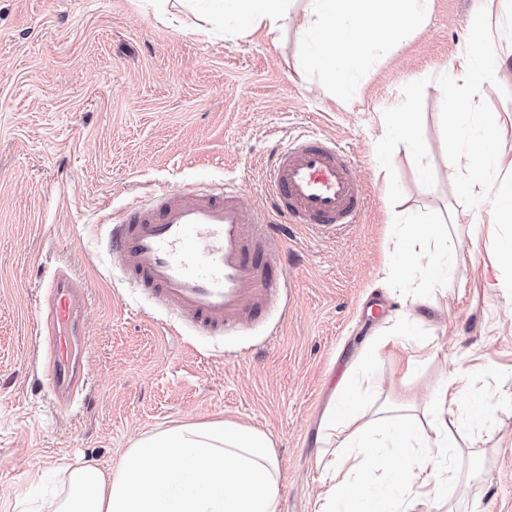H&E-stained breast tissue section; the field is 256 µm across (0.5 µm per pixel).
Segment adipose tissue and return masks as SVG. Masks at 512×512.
Listing matches in <instances>:
<instances>
[{
    "instance_id": "ef3b65f1",
    "label": "adipose tissue",
    "mask_w": 512,
    "mask_h": 512,
    "mask_svg": "<svg viewBox=\"0 0 512 512\" xmlns=\"http://www.w3.org/2000/svg\"><path fill=\"white\" fill-rule=\"evenodd\" d=\"M237 20L239 33L264 25L278 36L288 23V0H225ZM429 0H307L311 25L299 32L304 65L336 86L350 85L368 64L379 38L399 41L428 15ZM504 60L488 39L470 44L456 79L472 90L490 87ZM465 164L469 177L458 183L460 193L474 194L490 169L512 170V154L500 146L495 127H485L465 157H449V167ZM438 219L408 228L394 252L401 269L423 266L430 281L456 262L439 246ZM463 388L449 379L426 397L431 417L423 441L409 438L401 421L379 418L375 426H356L361 407L378 395L373 379L363 391L352 386L326 410L321 430L325 438L342 436V449L326 460L329 477L324 512L337 505L358 512H390L394 489L417 500L453 495L460 481L455 461L459 450L451 443L448 416L459 406ZM441 449L448 467L432 465L420 447ZM386 471L384 484L371 482L370 466ZM280 467L271 438L236 423H184L134 443L116 471L92 465L72 468L63 495L43 505L41 512H278Z\"/></svg>"
}]
</instances>
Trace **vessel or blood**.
Instances as JSON below:
<instances>
[{
    "label": "vessel or blood",
    "mask_w": 512,
    "mask_h": 512,
    "mask_svg": "<svg viewBox=\"0 0 512 512\" xmlns=\"http://www.w3.org/2000/svg\"><path fill=\"white\" fill-rule=\"evenodd\" d=\"M266 217L232 188H186L128 203L108 224V253L126 280L176 321L204 336H240L264 323L273 299L290 288L285 245L297 234L333 238L358 223L365 195L347 148L313 131L276 144L269 157ZM280 241L282 250L266 251ZM41 310L42 373L73 401L80 381V308L86 288L54 272Z\"/></svg>",
    "instance_id": "vessel-or-blood-1"
}]
</instances>
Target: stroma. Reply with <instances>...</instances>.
<instances>
[{"instance_id":"1","label":"stroma","mask_w":512,"mask_h":512,"mask_svg":"<svg viewBox=\"0 0 512 512\" xmlns=\"http://www.w3.org/2000/svg\"><path fill=\"white\" fill-rule=\"evenodd\" d=\"M278 36L237 33L209 0H0V512L60 492L66 464L117 469L140 438L182 423L233 421L264 432L280 463L279 512H321L320 425L332 397L363 371L378 404L422 401L450 377L466 385L451 437L461 488L450 505L400 512H512V223L490 224L448 175L441 87L464 34L483 24L507 63L472 97L477 125L506 128L512 148V0H430L428 17L383 42L347 87L301 65L309 17L291 0ZM210 33L199 36L203 17ZM410 100L428 178L383 119ZM309 129L346 142L366 205L333 239L299 235L286 265L293 292L277 336L203 338L173 329L172 309L134 291L105 249V209L161 190L235 184L261 205L275 143ZM458 255L429 285L402 274L393 241L431 217ZM64 268L88 289L79 402L60 409L41 377L36 317L44 275ZM406 346L369 358L396 327Z\"/></svg>"}]
</instances>
